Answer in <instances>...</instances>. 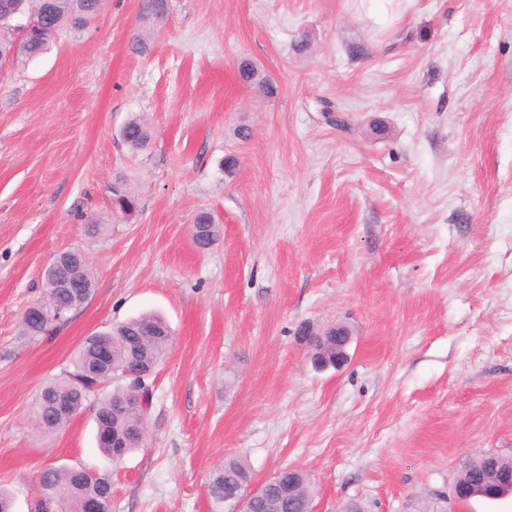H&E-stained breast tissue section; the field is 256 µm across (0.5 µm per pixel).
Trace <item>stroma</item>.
<instances>
[{"instance_id": "obj_1", "label": "stroma", "mask_w": 512, "mask_h": 512, "mask_svg": "<svg viewBox=\"0 0 512 512\" xmlns=\"http://www.w3.org/2000/svg\"><path fill=\"white\" fill-rule=\"evenodd\" d=\"M169 5L148 53L139 0H102L0 72V485L29 512L39 470L81 466L110 475L109 512H213L233 456L258 482L303 470L313 512H430L466 458L512 457V0H408L385 33L358 0ZM136 115L137 152L120 137ZM201 210L223 226L206 249ZM67 250L92 295L22 336ZM146 312L173 344L142 446L103 456L92 399L39 436L42 386ZM305 323L345 327L347 361L318 368ZM121 136L129 148L134 151L141 150L147 146L151 138L149 123L144 117L136 115L127 121ZM110 192L112 194V204L117 210L125 214H131L135 211L137 207L136 197L127 187L122 176L116 177L110 187Z\"/></svg>"}]
</instances>
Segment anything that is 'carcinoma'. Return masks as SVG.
Instances as JSON below:
<instances>
[{"label":"carcinoma","instance_id":"carcinoma-1","mask_svg":"<svg viewBox=\"0 0 512 512\" xmlns=\"http://www.w3.org/2000/svg\"><path fill=\"white\" fill-rule=\"evenodd\" d=\"M10 7L21 6L27 18L31 19L44 10L42 0H8ZM167 4L164 0H141L142 19L156 24V15ZM100 0H56L55 7L46 18V31L26 37L18 43L11 39L0 38V55L12 58L17 66L30 62L45 53L54 41L57 33L65 26L85 28L98 16ZM240 77L248 85L255 84L265 91L271 90L270 81L250 62L240 66ZM123 141L134 151L147 146L151 138L147 120L136 115L129 119L121 133ZM110 192L112 204L117 210L131 214L137 207L136 197L127 187L123 177L113 181ZM194 222L203 225L206 245H213L221 237V226L210 219L207 212L196 214ZM48 298H62L65 308L57 312L47 303L29 307L23 317L22 335L39 337L52 334L55 329L68 320L67 314L81 306L87 299L86 291L95 285V277L90 265L83 267V288L72 293L57 287V281H46ZM172 343V332L167 322L154 313H144L130 318L111 330L107 337L90 336L79 347L72 361V369L54 381L45 385L40 391V399L34 403L33 415L37 419L38 429L45 435L64 430L73 418V414L59 412L52 400V395L67 392L74 398L76 407L87 401L92 387L97 383L121 377L122 371L139 366L142 371L154 373L166 358ZM112 355L113 372L102 366V353ZM141 393L145 407L152 404L153 389L144 383L137 387L127 380L125 385L117 386L108 400L100 402L95 410L97 425L96 443L99 451L111 460H120L127 453L140 447L133 432L147 423V413L141 409H128L117 413L114 408L124 404L134 393ZM251 472L241 459L229 458L217 465L209 478L208 493L215 508H220L231 501V496L239 487H246L250 482ZM37 492L41 496L34 504V512H53L56 502L68 500L75 505L93 500L107 501L112 498V479L108 475L91 476L82 468L65 466H48L36 477ZM281 490L277 486L269 487L253 504L254 512H308L311 504L309 484L292 489L288 497L277 498Z\"/></svg>","mask_w":512,"mask_h":512}]
</instances>
